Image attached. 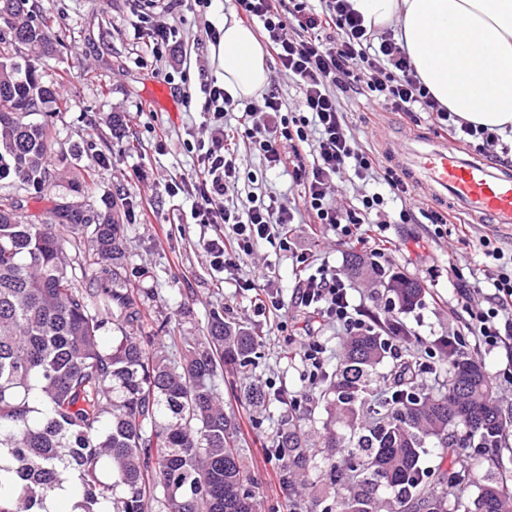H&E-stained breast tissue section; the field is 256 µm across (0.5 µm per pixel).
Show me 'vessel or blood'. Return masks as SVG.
<instances>
[{"instance_id": "1", "label": "vessel or blood", "mask_w": 512, "mask_h": 512, "mask_svg": "<svg viewBox=\"0 0 512 512\" xmlns=\"http://www.w3.org/2000/svg\"><path fill=\"white\" fill-rule=\"evenodd\" d=\"M392 164L429 198L448 203L468 223L512 229V172L437 140L405 138L386 152Z\"/></svg>"}]
</instances>
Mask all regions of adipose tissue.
<instances>
[{
	"label": "adipose tissue",
	"mask_w": 512,
	"mask_h": 512,
	"mask_svg": "<svg viewBox=\"0 0 512 512\" xmlns=\"http://www.w3.org/2000/svg\"><path fill=\"white\" fill-rule=\"evenodd\" d=\"M365 23L395 27L421 81L464 121L512 134V0H351ZM225 90L265 89L268 70L253 29L231 17L216 49ZM486 96L489 106H477Z\"/></svg>",
	"instance_id": "ef3b65f1"
}]
</instances>
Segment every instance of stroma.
<instances>
[{"label": "stroma", "instance_id": "stroma-1", "mask_svg": "<svg viewBox=\"0 0 512 512\" xmlns=\"http://www.w3.org/2000/svg\"><path fill=\"white\" fill-rule=\"evenodd\" d=\"M40 2L55 15L61 39L55 56L44 59L43 71L48 80L58 81L70 109L46 107L55 130L49 185L42 196L27 201L25 210L39 224L49 221L55 205L62 202L81 208L93 198L118 199L116 211L125 226L131 279L150 294L146 335H157L167 318L181 324L185 335H203L210 313L216 310L223 312L225 322L259 329L263 343L255 365L225 370L216 385L225 410L235 413L240 435L252 450L249 466L257 479L260 512H288L279 467L266 454L287 408L276 402L254 408L245 404L244 394L252 384L272 383L287 390L289 397L305 400L318 395L325 383L306 377L302 339L276 328L283 315L274 310L258 314L255 291L240 288L237 280L272 274L281 298L289 302L304 274L275 239L261 242L244 257L238 275L214 271L205 243L219 233V226L193 223L190 201L170 198L164 191L172 180L195 175L196 158L185 143L208 135L200 116L205 102L200 78L214 79L219 72L206 31L223 27L225 16L238 14L235 0H212L209 8L201 10L186 2L171 10L164 0ZM159 22L179 31L187 57L154 51L148 29ZM178 65L185 66L187 78L174 84L170 78ZM186 92L193 95L188 109L181 102ZM340 103L347 113L346 134L379 158L387 140L434 138L439 133L436 120L425 112H376L369 97L353 93L341 95ZM116 117L122 119V126H113ZM90 169L99 177L90 191L80 192ZM265 192L291 206L301 202V189L287 170L264 169L255 159L223 203L242 209L251 197ZM292 234L297 248L306 251L315 267L324 263L348 272L350 257L362 251L361 246L317 226L296 224ZM389 235L398 245L390 255L393 270L418 280L424 289L421 301L401 318L425 342L451 334L459 325V316L448 303L449 259H457L465 271L479 276L483 258L474 242L490 236L504 252H512V232L487 224L471 225L467 246L459 242L456 225L437 237L423 218L414 224L391 225Z\"/></svg>", "mask_w": 512, "mask_h": 512}]
</instances>
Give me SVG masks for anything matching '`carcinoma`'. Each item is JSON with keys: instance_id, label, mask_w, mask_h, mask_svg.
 I'll list each match as a JSON object with an SVG mask.
<instances>
[{"instance_id": "obj_1", "label": "carcinoma", "mask_w": 512, "mask_h": 512, "mask_svg": "<svg viewBox=\"0 0 512 512\" xmlns=\"http://www.w3.org/2000/svg\"><path fill=\"white\" fill-rule=\"evenodd\" d=\"M54 40L45 9L0 0V177L37 194L53 134L32 116L57 90L26 51L49 58ZM23 209L19 196L0 197V512H49L46 501L66 486L81 512H149L153 502L166 512H257L250 449L215 380L226 366L252 365L261 337L214 311L204 336L165 327L179 358L152 347L113 202L86 211L58 204L53 224L28 220ZM70 246L78 255L69 256ZM77 267L88 277L80 287ZM388 289L404 309L423 294L403 277ZM109 322L120 335L106 351ZM388 340L379 331L348 337L327 375L318 400L346 433L329 424L322 442L311 441V414L289 405L271 449L289 512H303L298 480L318 456L336 512H448L451 502L464 512H512L504 484L474 471L466 452L476 439L495 466L508 430L482 365L456 360L430 396L413 386L417 357L408 351L392 358L380 393L373 375ZM245 398L285 400L256 384ZM429 439L450 460L436 475L420 466ZM471 487L477 495L465 504Z\"/></svg>"}]
</instances>
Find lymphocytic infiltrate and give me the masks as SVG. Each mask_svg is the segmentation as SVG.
Returning a JSON list of instances; mask_svg holds the SVG:
<instances>
[{
    "label": "lymphocytic infiltrate",
    "instance_id": "lymphocytic-infiltrate-1",
    "mask_svg": "<svg viewBox=\"0 0 512 512\" xmlns=\"http://www.w3.org/2000/svg\"><path fill=\"white\" fill-rule=\"evenodd\" d=\"M237 4L257 23L266 50L292 78L302 100L300 111H289L273 88L244 103L214 82L201 81L202 114L212 136L189 145L197 162L194 178L171 182L166 191L172 197L191 198L195 223L223 225V233L205 244L214 270L238 269L243 256L271 238L278 239L281 250L293 254L297 265L309 264L306 253L297 251L289 236L295 212L276 196H257L243 210L217 206V199L228 195L239 181L243 160L236 149L237 135L250 140L269 169L282 165L285 151L299 158L302 144L310 143L312 163L299 159L292 173L303 189L306 211L325 231L369 246L375 262L383 257L387 226L370 223L369 215L390 197L402 203L400 223L411 222L413 213L406 205L409 186L396 170L378 169L374 158L345 134L340 94H367L390 112L435 114L440 129L468 147L478 141L486 145L499 141L496 129L464 121L436 101L418 78L404 46L391 31L367 27L350 0H321L317 8L309 0H288L284 9L275 0H237ZM378 170L383 173L384 191L363 196L360 205L344 209L329 203L336 181L350 173L363 178ZM479 251L496 272L463 282L456 265H449L448 277L455 282L465 319L461 332L439 338L438 343L452 355L471 340L489 351L503 350L497 375L512 382V254L487 236L480 239ZM353 292L346 276L323 264L300 281L293 302L309 314L326 318L342 340L368 326Z\"/></svg>",
    "mask_w": 512,
    "mask_h": 512
}]
</instances>
